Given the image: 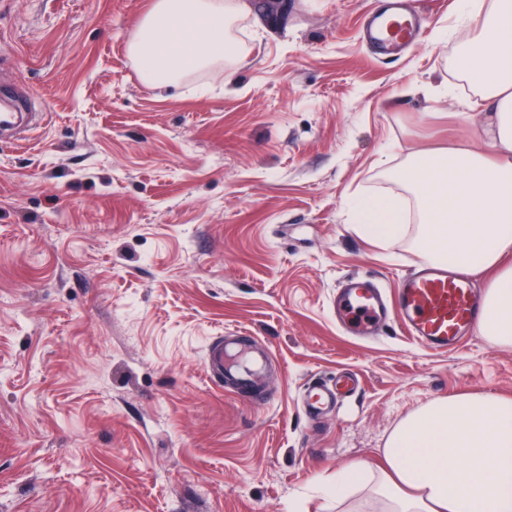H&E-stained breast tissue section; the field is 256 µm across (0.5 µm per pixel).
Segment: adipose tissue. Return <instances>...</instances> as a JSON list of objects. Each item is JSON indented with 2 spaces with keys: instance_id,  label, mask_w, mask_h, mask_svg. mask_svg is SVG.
Instances as JSON below:
<instances>
[{
  "instance_id": "obj_1",
  "label": "adipose tissue",
  "mask_w": 512,
  "mask_h": 512,
  "mask_svg": "<svg viewBox=\"0 0 512 512\" xmlns=\"http://www.w3.org/2000/svg\"><path fill=\"white\" fill-rule=\"evenodd\" d=\"M248 0H152L128 45L144 80L176 84L196 71H223L241 55L235 34ZM458 71L485 107V149L414 155L394 173L411 193L413 247L426 262L493 272L477 332L512 345V0L477 7ZM356 220L383 243L408 227L395 201L358 204ZM372 487L380 512H512V399L479 392L426 403L402 419L376 466H344L323 492L338 512H358Z\"/></svg>"
}]
</instances>
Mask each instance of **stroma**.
Instances as JSON below:
<instances>
[{"label": "stroma", "mask_w": 512, "mask_h": 512, "mask_svg": "<svg viewBox=\"0 0 512 512\" xmlns=\"http://www.w3.org/2000/svg\"><path fill=\"white\" fill-rule=\"evenodd\" d=\"M151 2L0 0V83L45 115L0 143V512H336L319 485L412 411L512 397V347L437 353L396 320L364 342L333 307L342 279L390 290L420 260L352 203L406 195L387 172L417 152L483 147L453 65L472 26L415 0L420 41L381 55L378 0H289L241 22L230 80L158 86L127 53ZM229 332L271 352L264 403L206 374ZM339 372L357 393L309 420L308 382Z\"/></svg>", "instance_id": "35a3bbf8"}]
</instances>
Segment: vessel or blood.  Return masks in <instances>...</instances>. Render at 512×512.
<instances>
[{"instance_id":"vessel-or-blood-1","label":"vessel or blood","mask_w":512,"mask_h":512,"mask_svg":"<svg viewBox=\"0 0 512 512\" xmlns=\"http://www.w3.org/2000/svg\"><path fill=\"white\" fill-rule=\"evenodd\" d=\"M393 18L372 20L369 34L383 46H404L416 41L420 27L413 15L407 14L403 0H392ZM30 124L41 123V114L24 116L10 90L0 87V133L19 138L23 133L20 118ZM339 303L348 320L364 336L372 335L375 326L391 315H400L407 329L426 347L445 350L466 339L481 316V304L471 276L461 268L448 264H422L404 277L394 294L371 280L346 278ZM269 362L264 348L242 347L239 337L219 336L208 346L205 366L214 377L226 378L231 389L244 398H253L254 387ZM350 378H337L334 385L317 382L305 394V411L314 414L335 406L339 394L352 391Z\"/></svg>"}]
</instances>
